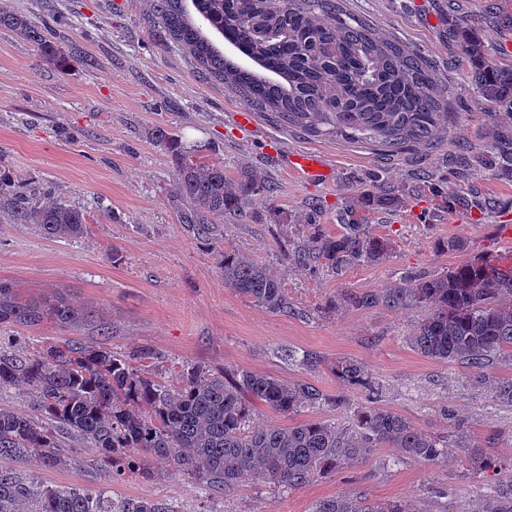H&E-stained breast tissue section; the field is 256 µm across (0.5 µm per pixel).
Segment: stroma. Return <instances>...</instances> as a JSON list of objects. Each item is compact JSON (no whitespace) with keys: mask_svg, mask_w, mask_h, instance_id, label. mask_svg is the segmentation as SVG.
<instances>
[{"mask_svg":"<svg viewBox=\"0 0 512 512\" xmlns=\"http://www.w3.org/2000/svg\"><path fill=\"white\" fill-rule=\"evenodd\" d=\"M386 39L425 57L448 101V135L438 145L398 153L340 139L312 137L267 112L250 128L239 126L242 99L223 81L166 43L151 21L150 0H0V9L46 26L60 55L49 60L36 45L0 27V173L56 202L84 208L86 226L76 238L43 235L17 223L12 196L0 192V281L19 298L63 303L86 312L75 327L53 317L38 326H0V352H34L65 338L99 341L107 325L115 351L138 354L137 364L177 383L183 368H245L290 383L315 384L349 404L365 394L338 379L336 361L354 359L375 378L377 405L406 416L416 429L447 434L464 419L469 439L512 465V406L493 398L495 382L512 379V361L489 369L490 381L473 384L464 365L429 360L410 339L424 316L419 308L342 306V290L379 292L407 273L443 267L512 247V118L479 97L471 70L448 26L468 22L487 51L512 66V0H346ZM179 140L194 160L223 166L229 176L248 171L276 190L274 208L248 206L201 238L181 224L185 198L174 197V169L155 142L157 130ZM503 153L496 165L480 159L489 140ZM311 151L332 169L327 181H306L284 166L287 155ZM385 182L394 207L364 204V191ZM355 211L393 248L380 262L332 273L296 267L288 257L314 230L333 234ZM451 239L465 251H444ZM250 257L280 279L294 311L271 314L225 287V250ZM310 351L317 370L295 362ZM348 404V406H349ZM348 406H327L318 417L351 421ZM79 462L56 469L34 463L23 474L51 486L88 491L112 487L131 500H167L184 512H310L320 499L367 495L398 499L408 512H468L489 494L494 472L473 471L463 449L432 466L380 448L305 487L286 493L243 482L206 495L186 475L153 460L155 476L111 480L95 450L75 436ZM447 496H439V488Z\"/></svg>","mask_w":512,"mask_h":512,"instance_id":"stroma-1","label":"stroma"}]
</instances>
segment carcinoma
Masks as SVG:
<instances>
[{
  "label": "carcinoma",
  "mask_w": 512,
  "mask_h": 512,
  "mask_svg": "<svg viewBox=\"0 0 512 512\" xmlns=\"http://www.w3.org/2000/svg\"><path fill=\"white\" fill-rule=\"evenodd\" d=\"M152 16L170 42L187 50L205 73L239 92L252 109L312 136L373 144L385 152L416 145L433 146L440 138L448 103L435 91L430 64L409 47L381 38L365 20L348 12L343 0H152ZM234 43L261 74L224 56L191 17ZM0 26L32 41L40 55L54 58L58 48L28 16L0 12ZM462 54L473 64L472 83L480 96L512 114V67H502L470 31L448 28ZM156 142L168 151L175 173L173 191L192 206L181 223L203 237L211 220L241 216L259 200L274 209V188L242 171L226 180L224 167L187 156L178 139L164 130ZM14 216L55 238L81 235L85 211L57 203L33 205L16 199ZM342 231L320 230L292 254L300 268L319 265L334 272L373 264L392 248L371 226L347 219ZM512 250L481 255L432 275L401 279L380 293L348 289L345 306L376 305L425 310L411 343L422 356L465 364L476 384L488 367L512 358ZM224 285L270 313L288 315L293 307L281 283L268 270L239 253L224 251ZM51 312L66 328L84 318L82 311L56 305ZM45 310L22 303L9 284L0 282V325L34 327ZM345 383L368 392L351 424L341 427L319 419L282 428H248L256 400L292 417L303 409L343 406L311 383H288L272 376L237 370L228 375L199 365L183 369L178 383L155 379L105 342L87 345L66 339L35 353L0 354V394L19 384L34 393L36 414L0 405V512H184L175 503L132 501L109 488L92 494L78 487L46 486L24 478L17 467L36 463L46 469L74 461L62 438L79 437L100 452L112 476L127 473L154 477L149 457L167 461L204 493L225 490L244 479L288 492L302 488L341 466L365 459L373 450L393 448L396 459L437 465L451 448L468 449L478 470L497 468L495 460L469 441L458 420L446 436L422 433L399 413L370 405L375 383L359 362H336ZM145 456L138 455V452ZM311 512H406L397 500L336 496L314 503ZM469 512H512V479L472 504Z\"/></svg>",
  "instance_id": "obj_1"
}]
</instances>
